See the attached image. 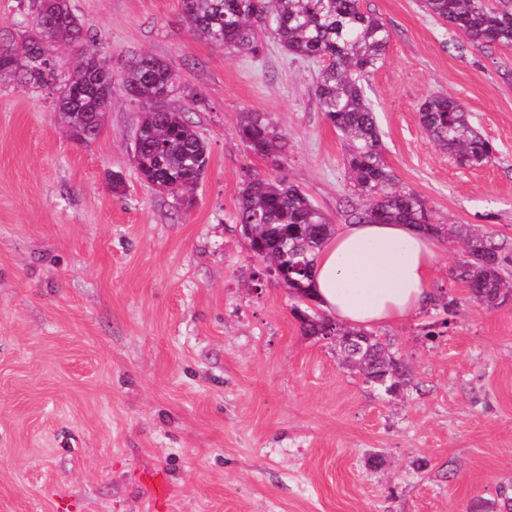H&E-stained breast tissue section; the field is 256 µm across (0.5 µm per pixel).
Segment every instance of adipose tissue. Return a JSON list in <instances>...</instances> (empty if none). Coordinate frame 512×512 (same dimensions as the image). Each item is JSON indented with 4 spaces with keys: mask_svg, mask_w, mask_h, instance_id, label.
Wrapping results in <instances>:
<instances>
[{
    "mask_svg": "<svg viewBox=\"0 0 512 512\" xmlns=\"http://www.w3.org/2000/svg\"><path fill=\"white\" fill-rule=\"evenodd\" d=\"M438 260L436 237L412 225L343 224L317 254L314 297L350 327L398 324L428 303Z\"/></svg>",
    "mask_w": 512,
    "mask_h": 512,
    "instance_id": "adipose-tissue-1",
    "label": "adipose tissue"
}]
</instances>
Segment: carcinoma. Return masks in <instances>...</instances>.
<instances>
[{
  "mask_svg": "<svg viewBox=\"0 0 512 512\" xmlns=\"http://www.w3.org/2000/svg\"><path fill=\"white\" fill-rule=\"evenodd\" d=\"M424 10L460 32L453 43L462 52L512 48V0H422ZM37 34L20 43L0 40V74L38 88L55 75L54 51L92 38L70 7V0H31ZM183 19L192 36L229 55H255L264 38H272L290 53L310 60H327L314 82L321 111L343 134L346 162L358 203L351 209L353 224H412L442 239L461 240L467 260L457 278L470 299L490 310L512 296V280L502 275L505 246L478 234L468 224H441L425 203L410 192L393 189V174L381 153L376 115L361 77L379 67L392 33L376 14L363 10L361 0H181ZM104 54L84 50L76 67L64 74L56 112L69 136L103 124L112 105V87L103 70L111 69ZM123 92L142 109L133 144V161L140 179L160 193L185 197L203 174L208 149L186 112L156 108L164 95L198 96L183 87L180 77L161 59L138 54L124 67ZM420 124L441 149L462 165H482L495 158L494 146L474 127L469 112L445 94L427 96L419 107ZM237 134L256 155L282 159L284 135L272 115L244 112ZM235 221L248 239L253 255L304 307H294L307 336H334L339 345L350 338H369L359 356L341 350L344 361L366 379L383 380L391 391L400 385L399 363L372 332L352 329L314 308L311 272L316 251L335 230L330 218L297 186L284 177H247L240 193Z\"/></svg>",
  "mask_w": 512,
  "mask_h": 512,
  "instance_id": "1",
  "label": "carcinoma"
}]
</instances>
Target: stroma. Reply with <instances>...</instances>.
Returning a JSON list of instances; mask_svg holds the SVG:
<instances>
[{
    "label": "stroma",
    "mask_w": 512,
    "mask_h": 512,
    "mask_svg": "<svg viewBox=\"0 0 512 512\" xmlns=\"http://www.w3.org/2000/svg\"><path fill=\"white\" fill-rule=\"evenodd\" d=\"M71 4L113 85L145 52L198 93L173 105L209 159L183 204L137 175L141 113L122 93L83 145L56 121L57 86L0 79V512H506L512 301L470 303L454 277L464 246L444 244L416 316L376 328L405 371L388 393L333 337L302 333L233 221L257 173L346 223L344 143L312 91L320 61L272 39L227 57L191 36L179 0ZM362 6L392 32L363 85L394 188L512 247V49L454 51L420 0ZM431 93L464 104L493 162L459 166L431 141L418 112ZM245 111L274 116L282 163L238 137Z\"/></svg>",
    "instance_id": "1"
}]
</instances>
